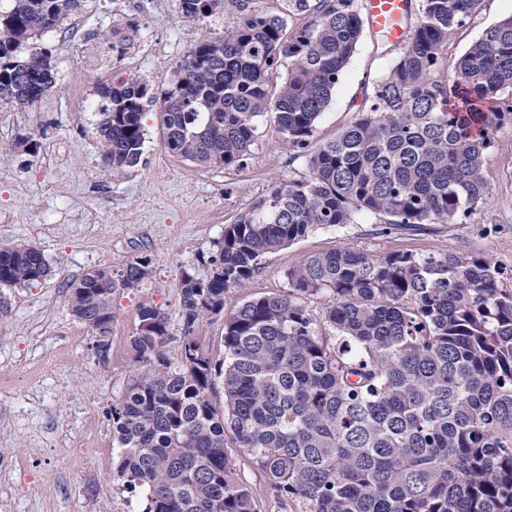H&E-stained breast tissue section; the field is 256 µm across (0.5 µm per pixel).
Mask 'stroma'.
<instances>
[{
  "mask_svg": "<svg viewBox=\"0 0 512 512\" xmlns=\"http://www.w3.org/2000/svg\"><path fill=\"white\" fill-rule=\"evenodd\" d=\"M131 13L115 0H89L83 19L89 38L46 32L54 90L27 111L8 109L0 128V246L33 243L50 266L47 277L29 285L0 286V460L24 459L28 468L12 479L0 477L11 512H112L119 495L115 463L99 464L93 450L112 445L113 404L133 374L131 339L137 334L142 302L168 315V356L182 339L180 287L184 274L207 278L224 226L252 200L281 179L307 175L299 156L268 117L257 120L243 166L204 168L168 153L158 116H144L146 139L140 163L121 173L103 164L97 126L99 83L124 79L148 85L151 95L168 88L177 62L204 33L222 35L236 20L227 0L223 11L201 26L183 18L178 0H143ZM512 14V0H485L483 8L448 41L447 66H454L487 28ZM136 23L127 50L107 36L112 27ZM396 50L372 31H363L357 49L323 113L315 137L335 135L356 112L363 92L392 66ZM83 94L85 108L69 102ZM34 137L35 151L14 149ZM66 151L63 169L46 166V150ZM484 177L488 198L453 224H432L421 233L378 231V218L358 215L351 224L323 227L269 254L263 268L224 297L225 313L259 295L287 288L286 274L303 258L348 247L377 257L394 252L481 255L493 259L512 288V131L499 133L488 149ZM92 212L90 224H74L72 212ZM150 262V273L132 288L112 295V332L103 339L72 314L70 285L85 272L108 266L119 271L133 259ZM236 467L257 501L259 512H288L262 473L245 455Z\"/></svg>",
  "mask_w": 512,
  "mask_h": 512,
  "instance_id": "obj_1",
  "label": "stroma"
}]
</instances>
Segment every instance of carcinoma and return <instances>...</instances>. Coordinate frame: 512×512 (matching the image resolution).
I'll use <instances>...</instances> for the list:
<instances>
[{"label": "carcinoma", "mask_w": 512, "mask_h": 512, "mask_svg": "<svg viewBox=\"0 0 512 512\" xmlns=\"http://www.w3.org/2000/svg\"><path fill=\"white\" fill-rule=\"evenodd\" d=\"M235 2V25L196 43L161 96L143 83L98 86L97 134L114 171L140 163L153 105L163 147L192 164L242 166L268 115L309 170L224 225L209 278L184 275L177 361L165 351L166 313L139 305L133 375L111 412L123 490L142 512H259L230 434L300 512H512V289L492 259L338 248L288 270V289L225 317L221 363L195 336L267 255L322 226L369 213L388 230L424 231L489 196L485 154L512 127V16L442 81L448 37L484 0H420L392 68L346 127L315 143L363 32L354 0H291L304 15L291 28L256 0ZM179 6L204 22L224 0ZM88 7L13 0L0 14V106L33 107L53 89L52 53L36 39ZM147 266L135 259L110 283L84 273L72 284L73 316L109 335L112 293L139 283ZM49 272L37 246H0V285ZM308 296L325 297L319 312ZM217 376L220 407L210 397Z\"/></svg>", "instance_id": "obj_1"}]
</instances>
